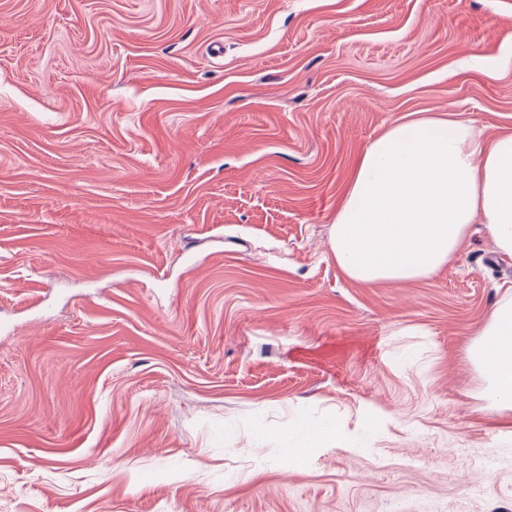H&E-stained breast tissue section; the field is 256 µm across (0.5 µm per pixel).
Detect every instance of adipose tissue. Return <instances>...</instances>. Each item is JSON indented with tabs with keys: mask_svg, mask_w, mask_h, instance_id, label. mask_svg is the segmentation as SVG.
<instances>
[{
	"mask_svg": "<svg viewBox=\"0 0 512 512\" xmlns=\"http://www.w3.org/2000/svg\"><path fill=\"white\" fill-rule=\"evenodd\" d=\"M474 224L512 254V133L489 139L455 114L414 112L359 156L330 242L354 281H415L454 262ZM469 355L497 407L512 411V302L491 310Z\"/></svg>",
	"mask_w": 512,
	"mask_h": 512,
	"instance_id": "ef3b65f1",
	"label": "adipose tissue"
}]
</instances>
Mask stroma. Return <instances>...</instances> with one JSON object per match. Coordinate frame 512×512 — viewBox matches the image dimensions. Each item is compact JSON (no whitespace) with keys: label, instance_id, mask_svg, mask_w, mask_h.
<instances>
[{"label":"stroma","instance_id":"1","mask_svg":"<svg viewBox=\"0 0 512 512\" xmlns=\"http://www.w3.org/2000/svg\"><path fill=\"white\" fill-rule=\"evenodd\" d=\"M448 111L512 130V0H0V512H512L468 358L512 256L370 287L330 244ZM298 427L303 431L305 442L302 446L290 448L291 453L295 455H298L303 448H320L330 444L336 445V448L342 447L343 434L334 423L311 425L305 421Z\"/></svg>","mask_w":512,"mask_h":512}]
</instances>
